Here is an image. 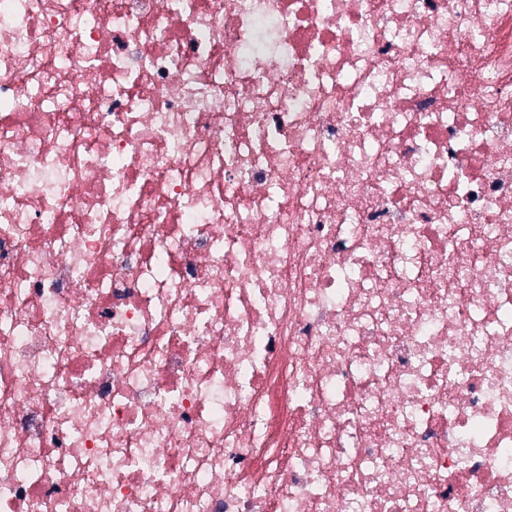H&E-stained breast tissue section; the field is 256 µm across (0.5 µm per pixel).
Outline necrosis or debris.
I'll return each mask as SVG.
<instances>
[{
	"mask_svg": "<svg viewBox=\"0 0 512 512\" xmlns=\"http://www.w3.org/2000/svg\"><path fill=\"white\" fill-rule=\"evenodd\" d=\"M0 512H512V0H0Z\"/></svg>",
	"mask_w": 512,
	"mask_h": 512,
	"instance_id": "1",
	"label": "necrosis or debris"
}]
</instances>
